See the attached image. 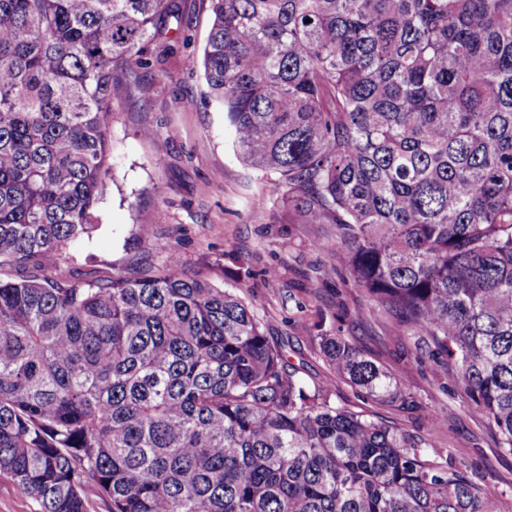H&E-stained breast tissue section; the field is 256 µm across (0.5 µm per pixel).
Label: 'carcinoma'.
I'll return each mask as SVG.
<instances>
[{
  "mask_svg": "<svg viewBox=\"0 0 512 512\" xmlns=\"http://www.w3.org/2000/svg\"><path fill=\"white\" fill-rule=\"evenodd\" d=\"M208 99L357 287L512 452V0H210ZM174 0H0V472L40 512H494L417 436L308 385L252 303L172 265L75 281L116 72ZM25 266L27 280L7 270ZM336 376L410 393L323 333Z\"/></svg>",
  "mask_w": 512,
  "mask_h": 512,
  "instance_id": "cac0c4a2",
  "label": "carcinoma"
}]
</instances>
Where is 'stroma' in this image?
Segmentation results:
<instances>
[{
	"label": "stroma",
	"mask_w": 512,
	"mask_h": 512,
	"mask_svg": "<svg viewBox=\"0 0 512 512\" xmlns=\"http://www.w3.org/2000/svg\"><path fill=\"white\" fill-rule=\"evenodd\" d=\"M183 28L161 37L150 67L126 71L112 102V157L104 175L98 229L70 245L62 264L76 277L155 274L169 263L219 288H238L270 336L286 345L306 382L332 379L333 402L420 437L431 453L477 483L496 487V512H512V452L458 388L453 370L368 299L336 258L327 224L303 223L271 194L269 178L246 166L224 132V115L203 96L192 59L200 57L212 14L209 0H177ZM153 128L147 138L143 128ZM167 245L157 251L142 227ZM321 248H313V241ZM279 275H266L270 267ZM250 269L243 277L241 269ZM344 336L411 393L414 408L365 398L334 376L321 354L320 329ZM442 427H432L429 409Z\"/></svg>",
	"instance_id": "stroma-1"
}]
</instances>
